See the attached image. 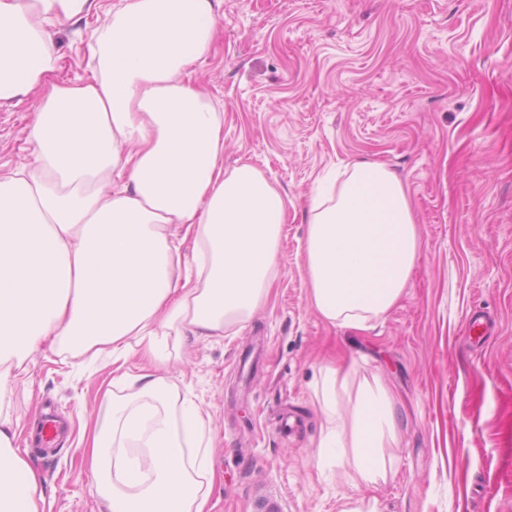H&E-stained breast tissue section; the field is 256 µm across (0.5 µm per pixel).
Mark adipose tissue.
Listing matches in <instances>:
<instances>
[{"instance_id":"ef3b65f1","label":"adipose tissue","mask_w":512,"mask_h":512,"mask_svg":"<svg viewBox=\"0 0 512 512\" xmlns=\"http://www.w3.org/2000/svg\"><path fill=\"white\" fill-rule=\"evenodd\" d=\"M221 5L123 0L97 42V74L52 84L51 30L93 0H0V101L41 92L33 161L0 175V512H39L43 498L14 446L12 396L48 342L116 361L138 352L152 365L136 391L108 396L112 424L92 437L106 512H209L206 416L172 391L166 342L246 322L269 295L285 213L262 172L225 168L224 114L189 79ZM419 252L406 189L387 165H348L312 196L305 267L330 323L371 328ZM348 380L325 370L318 452L370 484L398 445V420L377 386L340 403Z\"/></svg>"}]
</instances>
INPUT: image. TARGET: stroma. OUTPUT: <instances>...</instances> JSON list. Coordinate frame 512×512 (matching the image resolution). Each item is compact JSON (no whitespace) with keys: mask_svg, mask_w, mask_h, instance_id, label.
<instances>
[{"mask_svg":"<svg viewBox=\"0 0 512 512\" xmlns=\"http://www.w3.org/2000/svg\"><path fill=\"white\" fill-rule=\"evenodd\" d=\"M54 29L55 78H89L94 36L121 0ZM192 81L224 113V165L261 170L286 202L271 293L236 335L172 349L170 385L211 417L212 512H512V0H223ZM30 101L0 102V172L30 161ZM404 183L421 253L371 330L325 321L304 263L316 179L357 161ZM475 313L491 321L466 335ZM350 391L381 385L398 416L374 484L317 457L328 365ZM139 357L44 348L14 391L19 453L40 474V512H102L83 437ZM70 423L36 448L39 408Z\"/></svg>","mask_w":512,"mask_h":512,"instance_id":"35a3bbf8","label":"stroma"}]
</instances>
